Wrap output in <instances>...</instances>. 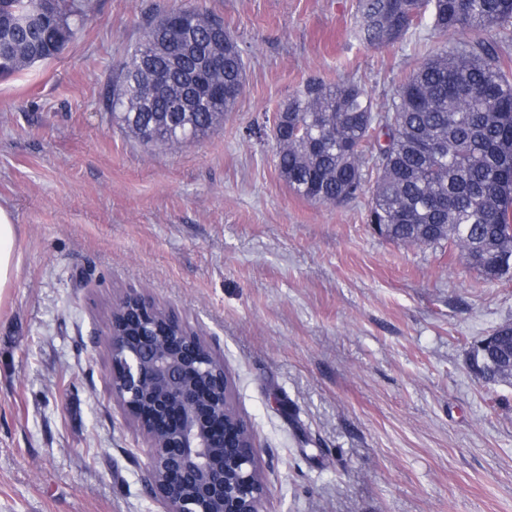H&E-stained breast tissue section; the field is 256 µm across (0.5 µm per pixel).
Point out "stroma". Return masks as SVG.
<instances>
[{"label": "stroma", "instance_id": "obj_1", "mask_svg": "<svg viewBox=\"0 0 512 512\" xmlns=\"http://www.w3.org/2000/svg\"><path fill=\"white\" fill-rule=\"evenodd\" d=\"M183 2L90 0L62 54L0 78L20 256L0 293V512H164L108 382L104 321L132 289L223 355L264 512H512V385L469 365L512 321V281L383 239L366 199L295 194L269 132L313 81L385 103L443 40L363 43L357 0H192L236 37L244 92L208 136L149 149L102 97L146 17Z\"/></svg>", "mask_w": 512, "mask_h": 512}]
</instances>
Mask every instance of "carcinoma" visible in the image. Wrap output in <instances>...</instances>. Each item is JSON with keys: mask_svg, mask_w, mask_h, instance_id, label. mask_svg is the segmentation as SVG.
I'll return each mask as SVG.
<instances>
[{"mask_svg": "<svg viewBox=\"0 0 512 512\" xmlns=\"http://www.w3.org/2000/svg\"><path fill=\"white\" fill-rule=\"evenodd\" d=\"M87 0H0V76L56 58L76 40ZM358 38L389 46L424 24L451 39L406 75L386 103L354 82L309 83L274 115L276 167L321 205L368 196V222L405 245L448 244L489 281L512 280V0H359ZM180 45L175 10L149 20L105 96L125 133L172 148L219 126L245 86L246 62L224 22L193 9ZM468 30L472 36L459 37ZM494 31L495 39L483 33ZM224 85V100L204 86ZM484 355L487 384L512 376V322Z\"/></svg>", "mask_w": 512, "mask_h": 512, "instance_id": "cac0c4a2", "label": "carcinoma"}]
</instances>
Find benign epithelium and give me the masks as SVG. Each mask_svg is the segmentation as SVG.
<instances>
[{"label":"benign epithelium","mask_w":512,"mask_h":512,"mask_svg":"<svg viewBox=\"0 0 512 512\" xmlns=\"http://www.w3.org/2000/svg\"><path fill=\"white\" fill-rule=\"evenodd\" d=\"M112 398L151 448L145 483L166 512H262L267 496L250 427L231 408L224 359L197 330L175 343L162 306L131 290L113 303Z\"/></svg>","instance_id":"obj_1"}]
</instances>
